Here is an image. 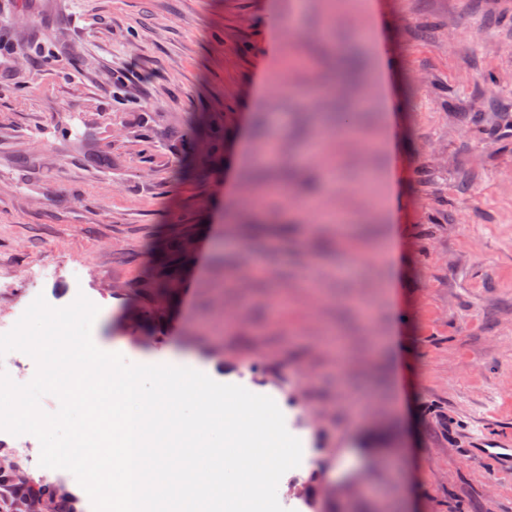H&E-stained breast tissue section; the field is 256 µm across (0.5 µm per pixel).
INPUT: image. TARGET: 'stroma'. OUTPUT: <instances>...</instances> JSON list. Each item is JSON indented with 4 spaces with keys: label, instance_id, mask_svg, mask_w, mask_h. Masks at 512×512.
<instances>
[{
    "label": "stroma",
    "instance_id": "35a3bbf8",
    "mask_svg": "<svg viewBox=\"0 0 512 512\" xmlns=\"http://www.w3.org/2000/svg\"><path fill=\"white\" fill-rule=\"evenodd\" d=\"M364 2L0 0V322L82 294L102 351L271 397L321 512H512L465 457L512 438V0ZM325 31L366 61L332 187L301 133ZM197 112L224 155L185 180ZM174 213L198 247L144 339L113 286Z\"/></svg>",
    "mask_w": 512,
    "mask_h": 512
}]
</instances>
